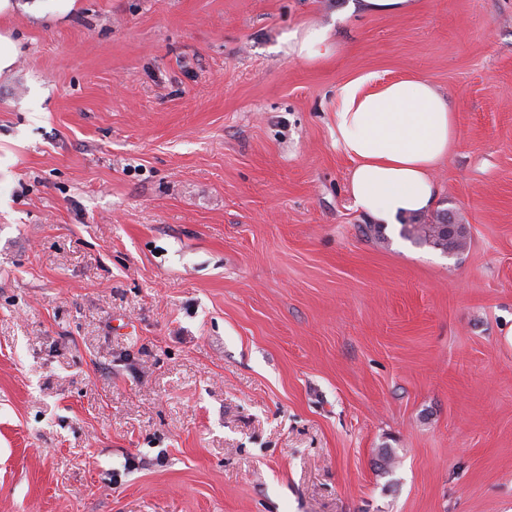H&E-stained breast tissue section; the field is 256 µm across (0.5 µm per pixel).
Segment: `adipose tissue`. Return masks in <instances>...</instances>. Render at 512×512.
<instances>
[{"instance_id":"ef3b65f1","label":"adipose tissue","mask_w":512,"mask_h":512,"mask_svg":"<svg viewBox=\"0 0 512 512\" xmlns=\"http://www.w3.org/2000/svg\"><path fill=\"white\" fill-rule=\"evenodd\" d=\"M336 143L353 163L355 207L381 224L428 213L434 173L456 138L448 100L426 78L381 84L367 74L343 84L334 114Z\"/></svg>"}]
</instances>
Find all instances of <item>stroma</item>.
<instances>
[{
	"mask_svg": "<svg viewBox=\"0 0 512 512\" xmlns=\"http://www.w3.org/2000/svg\"><path fill=\"white\" fill-rule=\"evenodd\" d=\"M349 2L0 16V512H512V0ZM364 73L455 109L462 252L367 232ZM361 10L366 14L398 15L415 11L418 0H359ZM288 41L289 52L291 51L297 57L309 62L321 60L329 56L333 51L329 37V28L327 27L307 28L300 34L296 31Z\"/></svg>",
	"mask_w": 512,
	"mask_h": 512,
	"instance_id": "obj_1",
	"label": "stroma"
}]
</instances>
